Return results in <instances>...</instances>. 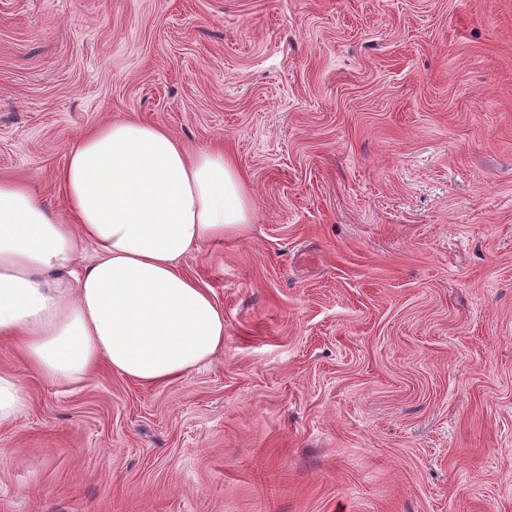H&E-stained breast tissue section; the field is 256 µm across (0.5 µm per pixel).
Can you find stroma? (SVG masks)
<instances>
[{"instance_id": "obj_1", "label": "stroma", "mask_w": 512, "mask_h": 512, "mask_svg": "<svg viewBox=\"0 0 512 512\" xmlns=\"http://www.w3.org/2000/svg\"><path fill=\"white\" fill-rule=\"evenodd\" d=\"M108 118L245 175L224 349L25 374L0 512H512V0H0V179Z\"/></svg>"}]
</instances>
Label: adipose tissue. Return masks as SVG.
Masks as SVG:
<instances>
[{
	"label": "adipose tissue",
	"instance_id": "ef3b65f1",
	"mask_svg": "<svg viewBox=\"0 0 512 512\" xmlns=\"http://www.w3.org/2000/svg\"><path fill=\"white\" fill-rule=\"evenodd\" d=\"M57 180L61 213L0 180V337L25 368L60 388L102 369L157 386L210 361L224 312L180 261L252 221L232 155L109 121L69 149Z\"/></svg>",
	"mask_w": 512,
	"mask_h": 512
}]
</instances>
